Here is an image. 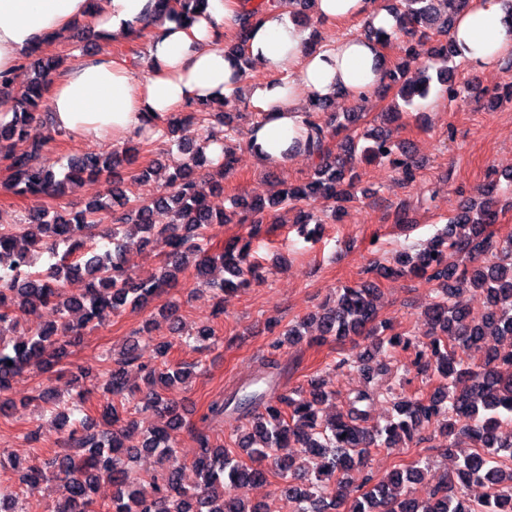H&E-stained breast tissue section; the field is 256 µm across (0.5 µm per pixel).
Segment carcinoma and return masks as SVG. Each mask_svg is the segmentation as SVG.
Wrapping results in <instances>:
<instances>
[{"label": "carcinoma", "instance_id": "carcinoma-1", "mask_svg": "<svg viewBox=\"0 0 512 512\" xmlns=\"http://www.w3.org/2000/svg\"><path fill=\"white\" fill-rule=\"evenodd\" d=\"M203 0H156L162 12L175 11L186 20L199 11ZM470 0H396L388 6L394 14L395 34L405 38V55L424 60L422 72L436 70L437 81L448 97L457 89L448 71V55L454 53L451 29L455 17L469 8ZM277 5V0H243L237 16L235 41L226 51L247 73L251 58L245 47L248 34L260 14ZM35 48L25 54L30 60L32 77L19 88L14 77L0 72V97L12 101L11 112L0 114V169L7 172L4 187L15 195L61 197L67 190L104 173L112 174L116 184L107 201H92L78 211L54 212L35 208L25 222L0 225V416L14 409L5 394L12 382L26 370L52 377L67 354V347L90 324H103L127 304L144 305L178 282L177 274L192 267L196 278L224 302V292L248 288L263 280L262 266L254 255L253 244L268 239L273 232L267 220L268 210L278 206L308 205L320 200L345 202L351 199L352 171L356 156L385 158L393 170L413 177L408 149L395 142L383 127L369 133L370 144L358 147L350 128L361 119L359 112L320 116L335 104L336 97L311 100L312 111L305 113L306 137L303 150L318 160L317 178L303 186H282L266 200L234 201L228 212L215 198L224 193V171L234 163L240 146L241 130L233 125L225 108L230 100L199 101L188 105L187 112H173L150 121L148 129L137 137L158 141L175 132V127L196 124L204 137L197 143H184L185 160L170 174L165 191L148 202L128 196L120 169H133L139 150L127 146L100 154H75L69 158L68 172L59 179L54 164L43 156L46 140L33 136L47 107L50 81L67 63L54 56L40 57ZM432 77L407 76L406 67L396 63L386 67L381 91H395L404 101L428 94ZM341 137L338 151L327 147V140ZM32 140L29 151L18 153L15 141ZM223 146V161L211 172L200 170L210 163L205 145ZM477 215L470 207L448 221L443 231L415 254L404 253L393 267H382L388 277L409 276L434 285L435 297L425 310L430 326L428 340L401 333H389V323L379 319L378 288L372 284L343 286L332 301L309 317L316 333H303L305 323L288 326L271 348L296 346L311 339L318 343L344 342L353 336L368 335L364 351L353 352L336 362L368 378L387 371L385 358L400 348L410 352V363L425 376V384L434 385L427 393L402 396L396 388H387L393 414L384 423L371 422L375 394L367 389L353 390L342 409L320 416L333 396L328 382L320 377L310 380L309 390L278 394V364L267 363L269 371L255 375L246 385L209 402L203 421L221 420L227 425L229 442L246 451L242 461L230 448L215 446L203 430L184 425L177 402L167 396L169 387L185 382L201 363H173L169 353L174 345L188 348L214 336L212 328L197 334L184 332L179 307L167 306V318L173 336L152 345L149 357L143 356L140 340H129L122 357L114 362L102 386L103 403L96 416L87 413L86 404L95 384L80 386L66 405L79 414L77 426L68 431L67 448L72 455L54 458L45 468L32 466L14 457L12 470L30 494L44 484L57 480L65 496L51 512H92L91 494L102 484L112 485V512H268L257 504H246L234 494L238 485L263 481L271 473L278 476L280 496L299 506V512H512V468L503 459L512 460V346L499 343L512 339V234L498 237L488 228L496 223L498 211L493 190ZM165 211L170 223L158 224L154 216ZM111 215V223H102L101 214ZM310 213L299 211L294 224L298 236L306 242L318 239L319 227H309ZM245 224L246 236L210 255L199 238L214 225ZM130 244L162 248L168 274L154 279L135 278L121 261L120 254ZM41 253L49 263L37 266L32 256ZM220 264L228 276L209 277ZM85 281V288L70 294L65 283ZM479 292L483 308L475 314L458 298L466 287ZM57 314V320L39 327L31 336L8 344L7 332L17 329L26 316H38L44 310ZM486 348L484 360L469 361L468 352ZM136 363L144 372L146 389L129 383L124 365ZM138 400L140 411H152L166 418L165 424L143 434L141 447L126 445L135 421L123 416L119 404ZM436 427L442 435L454 436L466 447L460 449L462 461L451 474L426 486L425 496L413 495L412 486L425 478L428 465L418 460L396 468L377 479L368 470L373 449L408 447L426 439L425 433ZM186 430L198 452L192 466L200 481L183 483V467L177 444ZM306 449L298 456L295 446ZM146 453H156L162 464L153 474L151 491L141 489L142 479L134 474L129 461ZM477 482L486 492L471 505L456 493V482Z\"/></svg>", "mask_w": 512, "mask_h": 512}]
</instances>
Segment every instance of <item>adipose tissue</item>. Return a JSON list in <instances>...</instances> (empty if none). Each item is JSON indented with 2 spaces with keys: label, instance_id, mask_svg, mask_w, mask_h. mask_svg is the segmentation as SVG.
I'll return each mask as SVG.
<instances>
[{
  "label": "adipose tissue",
  "instance_id": "adipose-tissue-1",
  "mask_svg": "<svg viewBox=\"0 0 512 512\" xmlns=\"http://www.w3.org/2000/svg\"><path fill=\"white\" fill-rule=\"evenodd\" d=\"M242 0H207L191 23L178 16H154L150 0H0V71L14 70L24 51L45 46L77 18L91 17L107 41L125 42L135 32L149 34L148 76L140 80L110 54L83 59L50 87L57 129L82 139H124L157 115L180 111L190 101L233 97L242 86L224 38L234 36L232 18ZM318 18L330 23L373 18L393 32L394 18L376 0H315ZM458 59L486 70L512 53V10L503 0H472L455 24ZM247 52L267 72H286L283 80L253 87L254 105L267 112L249 137L255 156L270 165L286 163L302 130L300 105L314 97L343 94L359 101L384 80V48L356 35L312 47L309 33L285 11L267 10L249 34Z\"/></svg>",
  "mask_w": 512,
  "mask_h": 512
}]
</instances>
